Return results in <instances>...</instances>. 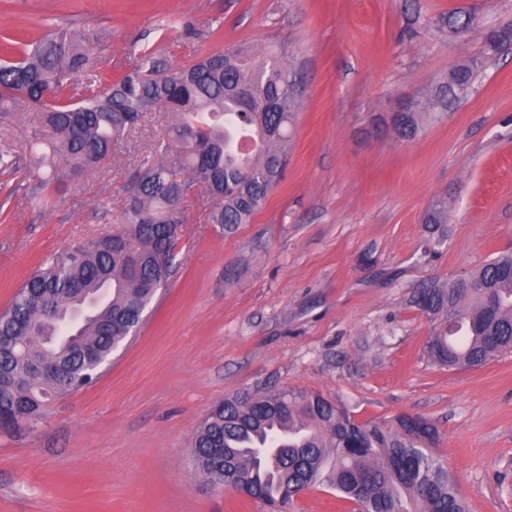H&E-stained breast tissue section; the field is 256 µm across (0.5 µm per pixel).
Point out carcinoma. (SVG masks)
Segmentation results:
<instances>
[{"instance_id":"carcinoma-1","label":"carcinoma","mask_w":512,"mask_h":512,"mask_svg":"<svg viewBox=\"0 0 512 512\" xmlns=\"http://www.w3.org/2000/svg\"><path fill=\"white\" fill-rule=\"evenodd\" d=\"M473 18L448 13V29L468 32ZM512 45V22L484 35L485 58ZM479 74L476 60L451 70L426 100L391 115L398 135H417L465 98ZM31 113L53 138L26 178L43 210L66 202L65 189L111 154L126 133L156 109L173 115L137 174L122 230L72 247L36 270L0 311V408L18 430L34 429L65 383L76 391L98 374L86 358L107 359L133 336L158 288L175 272L184 218L176 205L205 192L209 221L232 235L252 222L288 167V143L300 108L299 75L273 52L239 44L176 68L151 52L117 79L96 75L94 39L50 27L12 60L0 61V111ZM106 294L70 333L44 318L50 299L65 320L81 297ZM416 307L442 323L427 342L431 359L476 367L512 352V253L446 284L422 288ZM436 428L400 414L358 421L342 404L298 388L224 398L193 435L192 461L208 480L290 512L300 489L323 486L356 512H468L447 468L429 452Z\"/></svg>"}]
</instances>
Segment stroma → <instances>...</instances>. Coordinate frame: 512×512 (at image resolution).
I'll return each instance as SVG.
<instances>
[{"mask_svg": "<svg viewBox=\"0 0 512 512\" xmlns=\"http://www.w3.org/2000/svg\"><path fill=\"white\" fill-rule=\"evenodd\" d=\"M456 9L474 17L464 40L448 30ZM506 20L512 0H0V38L95 30L105 78L145 48L175 68L247 43L282 52L303 83L288 169L252 223L224 234L206 194L184 198L176 273L137 335L34 430L0 431V512H267L191 461L210 410L259 387L317 391L360 420L424 417L470 512H512V354L433 363L413 302L512 251V49L416 137L390 124ZM167 124L148 113L50 212L0 175V310L43 262L120 229ZM33 133L27 115L0 114V152L31 170ZM434 208L446 223L426 225Z\"/></svg>", "mask_w": 512, "mask_h": 512, "instance_id": "stroma-1", "label": "stroma"}]
</instances>
